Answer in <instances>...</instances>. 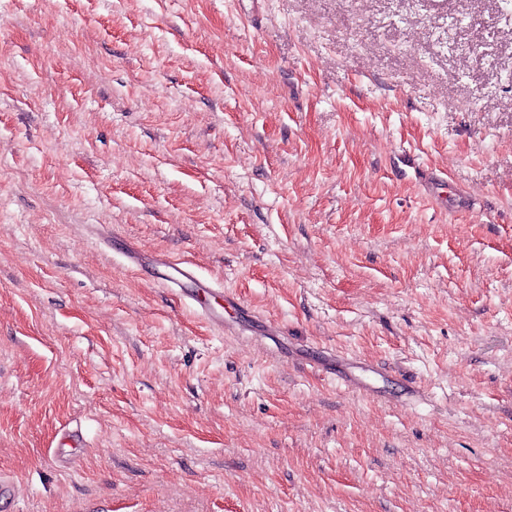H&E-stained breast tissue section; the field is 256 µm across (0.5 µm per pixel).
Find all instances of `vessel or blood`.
Wrapping results in <instances>:
<instances>
[{
  "label": "vessel or blood",
  "mask_w": 512,
  "mask_h": 512,
  "mask_svg": "<svg viewBox=\"0 0 512 512\" xmlns=\"http://www.w3.org/2000/svg\"><path fill=\"white\" fill-rule=\"evenodd\" d=\"M124 255L131 265L146 266L154 282L178 287L182 298L202 320L215 329L225 330L224 306L233 302L234 297L221 284L200 276L194 263L174 259L166 253L147 255L134 245L128 246Z\"/></svg>",
  "instance_id": "vessel-or-blood-1"
}]
</instances>
